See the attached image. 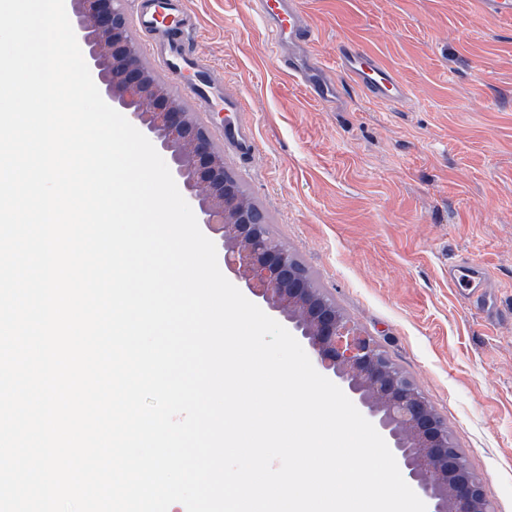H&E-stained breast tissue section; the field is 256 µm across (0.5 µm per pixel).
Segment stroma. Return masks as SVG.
<instances>
[{
  "instance_id": "stroma-1",
  "label": "stroma",
  "mask_w": 512,
  "mask_h": 512,
  "mask_svg": "<svg viewBox=\"0 0 512 512\" xmlns=\"http://www.w3.org/2000/svg\"><path fill=\"white\" fill-rule=\"evenodd\" d=\"M186 2L192 51L242 100L232 119L256 141L251 158L224 151L242 187L429 397L494 512H512V17L477 0H299L336 106L277 67L250 0ZM344 40L393 67L402 104L337 72Z\"/></svg>"
}]
</instances>
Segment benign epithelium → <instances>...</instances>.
Returning a JSON list of instances; mask_svg holds the SVG:
<instances>
[{"mask_svg": "<svg viewBox=\"0 0 512 512\" xmlns=\"http://www.w3.org/2000/svg\"><path fill=\"white\" fill-rule=\"evenodd\" d=\"M66 12L103 100L169 155L171 174L221 248L225 271L302 339L379 431L430 512H490L426 394L334 300L310 287L308 272L270 232L209 126L144 61L122 0H66Z\"/></svg>", "mask_w": 512, "mask_h": 512, "instance_id": "obj_1", "label": "benign epithelium"}]
</instances>
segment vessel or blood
Here are the masks:
<instances>
[{
  "instance_id": "1",
  "label": "vessel or blood",
  "mask_w": 512,
  "mask_h": 512,
  "mask_svg": "<svg viewBox=\"0 0 512 512\" xmlns=\"http://www.w3.org/2000/svg\"><path fill=\"white\" fill-rule=\"evenodd\" d=\"M252 4L271 34L281 70L296 79L313 101L320 104L338 101L339 89L325 78L321 62L298 54L299 48L311 43L315 35L298 0H252ZM135 22L149 37L150 57L159 71L179 77L195 69L197 62L187 47L192 28L173 0H151L148 12L136 14ZM336 69L372 101L396 104L407 95L402 81L379 56L353 42L340 44ZM189 91L208 105L221 100L214 79L208 74L190 83Z\"/></svg>"
}]
</instances>
